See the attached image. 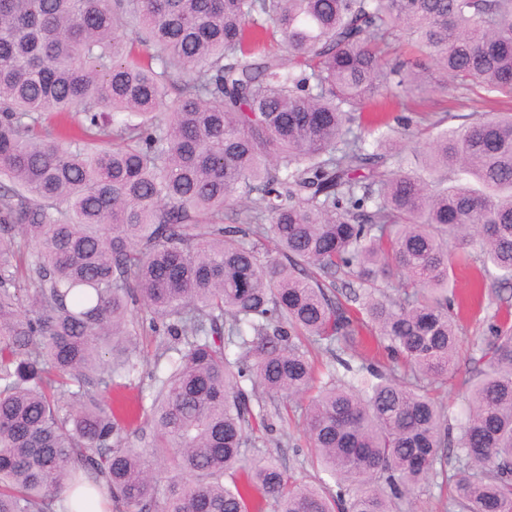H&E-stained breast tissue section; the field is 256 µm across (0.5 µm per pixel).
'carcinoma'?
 I'll list each match as a JSON object with an SVG mask.
<instances>
[{"label": "carcinoma", "mask_w": 512, "mask_h": 512, "mask_svg": "<svg viewBox=\"0 0 512 512\" xmlns=\"http://www.w3.org/2000/svg\"><path fill=\"white\" fill-rule=\"evenodd\" d=\"M393 37L512 100V0H0V512H407L439 477L450 512H512V111L404 171L360 132L423 82ZM474 239L501 287L451 425L428 385L460 366ZM146 326L165 372L128 448L112 387ZM314 348L339 367L305 411L334 490L245 455Z\"/></svg>", "instance_id": "obj_1"}]
</instances>
